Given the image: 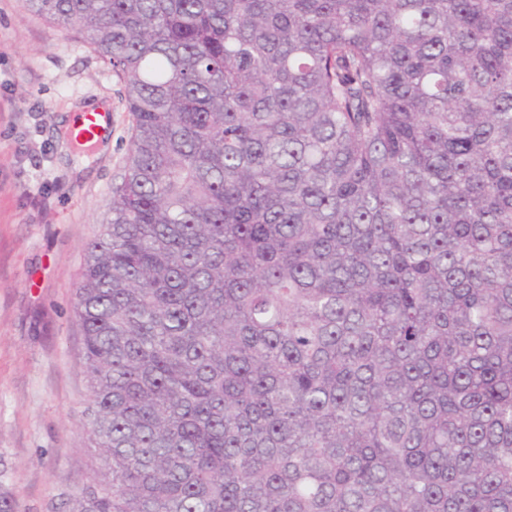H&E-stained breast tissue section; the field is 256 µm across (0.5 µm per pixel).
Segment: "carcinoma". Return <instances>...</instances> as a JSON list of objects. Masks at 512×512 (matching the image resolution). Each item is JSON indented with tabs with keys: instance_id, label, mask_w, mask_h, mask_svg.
I'll use <instances>...</instances> for the list:
<instances>
[{
	"instance_id": "carcinoma-1",
	"label": "carcinoma",
	"mask_w": 512,
	"mask_h": 512,
	"mask_svg": "<svg viewBox=\"0 0 512 512\" xmlns=\"http://www.w3.org/2000/svg\"><path fill=\"white\" fill-rule=\"evenodd\" d=\"M24 4L133 119L67 512H512V0Z\"/></svg>"
}]
</instances>
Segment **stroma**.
<instances>
[{
  "instance_id": "35a3bbf8",
  "label": "stroma",
  "mask_w": 512,
  "mask_h": 512,
  "mask_svg": "<svg viewBox=\"0 0 512 512\" xmlns=\"http://www.w3.org/2000/svg\"><path fill=\"white\" fill-rule=\"evenodd\" d=\"M90 103L112 129L85 145L72 128ZM131 126L123 80L89 43L0 0V483L19 512H66L94 467L75 289Z\"/></svg>"
}]
</instances>
